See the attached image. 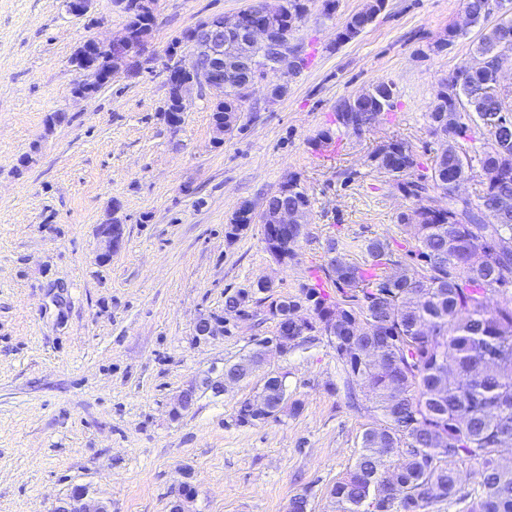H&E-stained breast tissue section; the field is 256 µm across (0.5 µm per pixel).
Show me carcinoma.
Here are the masks:
<instances>
[{
    "mask_svg": "<svg viewBox=\"0 0 512 512\" xmlns=\"http://www.w3.org/2000/svg\"><path fill=\"white\" fill-rule=\"evenodd\" d=\"M128 25L153 29L155 18L138 12L128 0ZM290 21H300L305 0H282ZM512 30V13L500 14L484 28L473 55L493 59L500 48L501 29ZM494 81L486 68L465 76L451 96L469 106L459 113L448 132L428 112L431 133L442 150L429 167H421L407 142L388 140L378 145L371 161L389 175L397 188L420 205L400 215V223L414 226V254L424 265L396 264L389 243L372 239L365 245L369 265L334 256L323 268L336 288L331 297L302 286L301 295L286 301L265 289L272 318L294 305L309 303V313L296 329L293 347L325 330L330 309L343 314L342 329L333 344L344 366V387L350 400L356 392L372 402L374 420L365 428L353 467L330 490L333 512H434L448 500L461 512H512V464L499 453L512 447V298L490 306L491 295L512 288V214L494 221L491 209L500 197L512 199V172L494 171L497 154L512 153V102L479 98L478 91ZM243 90L224 88V101L212 110V122L226 112H240ZM350 98L336 106V125L361 134L371 128L364 107L346 109ZM488 112L500 113L503 124L486 122ZM481 142L475 155L464 145ZM480 174L486 189L475 199L454 194L458 178ZM288 202L300 208L310 200L297 180L288 179ZM439 192L446 205L430 192ZM253 292L240 290L225 298L224 313L238 311ZM262 391V410L252 409L256 397L242 401L239 424H253L273 416L286 395L279 377H269ZM472 468L476 488L461 485L460 467Z\"/></svg>",
    "mask_w": 512,
    "mask_h": 512,
    "instance_id": "1",
    "label": "carcinoma"
}]
</instances>
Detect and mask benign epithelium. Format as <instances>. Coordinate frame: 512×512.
Returning a JSON list of instances; mask_svg holds the SVG:
<instances>
[{
    "instance_id": "1",
    "label": "benign epithelium",
    "mask_w": 512,
    "mask_h": 512,
    "mask_svg": "<svg viewBox=\"0 0 512 512\" xmlns=\"http://www.w3.org/2000/svg\"><path fill=\"white\" fill-rule=\"evenodd\" d=\"M148 36L135 33L126 27L112 39L101 42L88 40L83 43L82 79L75 96L85 98L94 93L93 86L109 81L113 76L124 73L128 76L139 71L140 66H132L134 45L147 44ZM183 42L188 47L186 58L180 60V66L190 74L188 79L174 81L176 96L187 103L192 89L210 94L213 104L224 99V85H238L250 92L255 85L266 82L267 100L278 101L288 94V82L268 81L271 74L284 76L296 73L300 67L297 53L289 47L288 30L282 16L281 6L272 7L269 0H251L249 6L220 21L207 23L202 27L189 30ZM253 48L271 51L266 57L265 66L258 68L251 52ZM382 89L375 87L357 96L360 103L373 117L383 112L381 103ZM438 113L437 123L442 127L453 128L458 121V110L448 105V99L441 97L433 107ZM288 183H283L274 193V198L265 199L261 207L249 204L251 210H259L258 217L270 224L272 236L266 242V249L281 265L288 264V244L290 235L303 230L308 210L288 206ZM124 234L122 222L112 218L104 233L105 252L103 257L111 256L119 247ZM291 321L301 320L294 313ZM288 319H283L275 336L262 348L263 354L275 350L281 354L288 352L294 337L288 335ZM196 336L204 339L224 334V320L214 316H201L195 325ZM197 386L184 388L176 397L172 414L179 415L193 409L196 402ZM195 497V488L190 481L180 483L178 493L171 503L170 512H188L186 504ZM55 512H110L102 502H92L87 498L85 488L77 486L71 490L66 501L55 508Z\"/></svg>"
}]
</instances>
